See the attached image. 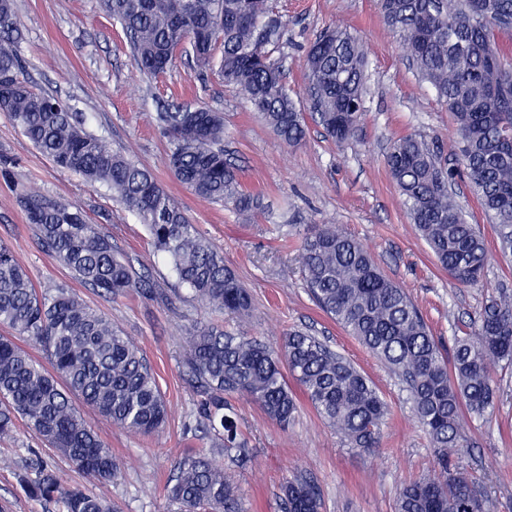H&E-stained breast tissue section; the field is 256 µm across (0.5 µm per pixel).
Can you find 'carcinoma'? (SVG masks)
<instances>
[{"mask_svg": "<svg viewBox=\"0 0 512 512\" xmlns=\"http://www.w3.org/2000/svg\"><path fill=\"white\" fill-rule=\"evenodd\" d=\"M130 43L138 70L164 73L190 48L199 74H215L250 103L287 146L306 140V116L341 145L365 117L367 56L348 27L325 28L305 53L304 97H293L282 66L272 60L288 18L270 0H100ZM386 25L417 76L436 92L457 127L445 146L409 134L394 140L385 164L410 223L438 263L462 286L482 280L490 254L466 219L453 182L464 177L495 224L499 250L512 257V0H380ZM22 33L14 0H0V112L58 168L98 183L145 225L172 264L180 284L204 306L245 316L252 298L218 251L147 169L84 128V116L35 88L24 76ZM168 144L167 163L196 196L222 202L242 217L263 210L239 186L224 157V113L205 105L156 113ZM453 158L459 165L448 164ZM16 199L45 251L72 276L106 298L136 289L130 262L112 237L87 222L84 211L23 183ZM300 270L317 307L385 362L406 384L414 419L435 451L433 468L403 484L396 512H493L488 494L453 464L470 443L465 420L494 411L493 371L512 365V296L502 293L474 318V330L443 349L407 292L387 277L372 254L334 224H315L302 238ZM0 323L39 343L45 370L8 337H0V436L22 417L48 445L97 480L116 472L112 453L71 401L75 394L112 424L152 435L167 420L166 401L135 341L101 311L63 286L38 289L14 250L0 244ZM186 367L205 395L202 417L218 447L245 454L226 395L256 401L279 426H290L298 386L317 415L347 443L370 452L379 446L389 407L369 378L314 336L288 332L278 349L245 332L212 324L188 336ZM65 387H60L57 378ZM42 500L60 499L66 512H118L56 471L21 478ZM168 497L179 512H243L238 488L206 455L179 462ZM316 484L294 477L281 485V512H320Z\"/></svg>", "mask_w": 512, "mask_h": 512, "instance_id": "1", "label": "carcinoma"}]
</instances>
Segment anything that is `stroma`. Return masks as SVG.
I'll return each mask as SVG.
<instances>
[{"label": "stroma", "instance_id": "1", "mask_svg": "<svg viewBox=\"0 0 512 512\" xmlns=\"http://www.w3.org/2000/svg\"><path fill=\"white\" fill-rule=\"evenodd\" d=\"M25 35L21 55L29 81L87 113L88 131L105 136L150 170L195 224L201 236L224 253L225 262L253 296L247 320L201 306L158 258L146 227L113 199L105 187L59 171L0 112V160L15 162L22 183L81 207L89 223L111 235L133 276H150L152 296L132 292L112 300L78 283L41 247L15 201L13 184L0 180V243L14 248L35 287L67 284L131 336L151 364L167 403V420L144 436L112 424L80 397L72 402L118 463L109 481L88 479L40 436L16 419L0 439V512H64L62 502L29 496L20 484L39 477L44 463L114 503L119 512H171L167 487L177 463L199 453L215 459L241 489L245 512H279L284 481L313 478L321 491V512H395L402 483L433 464L429 440L414 421L404 383L310 299L299 272L296 246L310 225L333 224L362 243L384 273L410 295L435 336L451 343L480 307L503 292L512 294V259L498 255L495 228L465 186L456 192L470 223L476 224L494 257L483 285H458L410 226L384 158L391 141L408 132L427 140L452 141L453 117L435 92L421 82L385 26L378 0H275L289 20L276 57L289 87L304 88V53L320 31L336 23L355 29L368 57L366 119L344 147L310 125L299 147L281 143L247 100L217 76H199L187 58L159 77L141 74L119 26L99 0H15ZM205 104L224 114V151L247 191L261 194L263 213L243 220L223 204L197 197L179 183L165 163L167 143L152 115L159 104ZM198 323L225 330L246 325L252 336L278 345L285 332L315 336L363 370L388 402L391 414L378 448H349L309 406L281 429L251 398L230 403L246 441L239 460L217 448L213 434L199 429L202 395L188 375V331ZM499 402L487 419L466 422L473 445L459 462L494 501L496 512H512V366H498Z\"/></svg>", "mask_w": 512, "mask_h": 512}]
</instances>
